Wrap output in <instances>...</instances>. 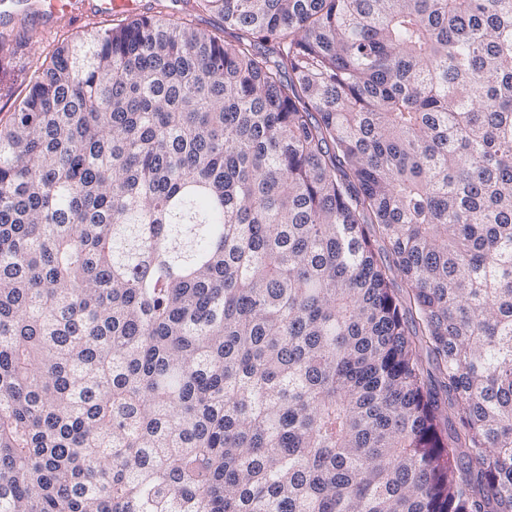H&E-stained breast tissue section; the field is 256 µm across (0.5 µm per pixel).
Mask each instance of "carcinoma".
<instances>
[{
    "mask_svg": "<svg viewBox=\"0 0 512 512\" xmlns=\"http://www.w3.org/2000/svg\"><path fill=\"white\" fill-rule=\"evenodd\" d=\"M184 2L0 126V512H512V0Z\"/></svg>",
    "mask_w": 512,
    "mask_h": 512,
    "instance_id": "cac0c4a2",
    "label": "carcinoma"
}]
</instances>
